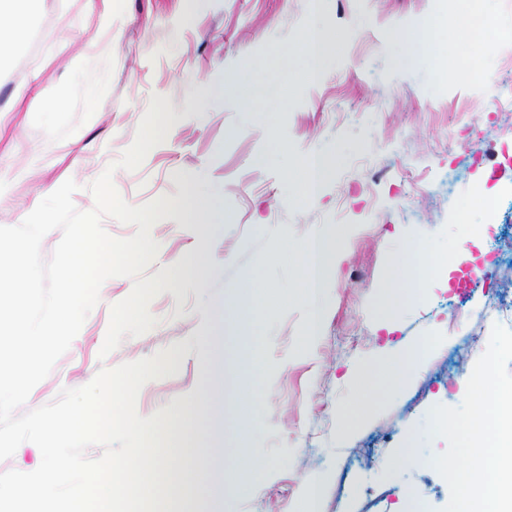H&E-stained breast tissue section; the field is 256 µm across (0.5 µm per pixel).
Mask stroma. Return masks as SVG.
Segmentation results:
<instances>
[{"mask_svg": "<svg viewBox=\"0 0 512 512\" xmlns=\"http://www.w3.org/2000/svg\"><path fill=\"white\" fill-rule=\"evenodd\" d=\"M463 0H43L24 35L0 54V226H16L50 188L74 180L77 209L88 189L135 140L152 95L173 116L165 140L141 166L113 183L130 205L182 200L186 174L219 221L208 240L181 213L155 223V275L206 248L218 265L204 286L174 283L149 310L157 325L125 337L101 356L111 306L133 282L113 277L68 351L31 391L24 408L90 383L100 369L174 353L165 377L146 382L136 411L148 417L188 406L223 380L224 418L202 416L174 445L209 454L210 471L186 469L171 491L173 512L210 505L223 483L227 512H295L317 489L318 512H443L450 489L434 462L447 449L435 407L459 406L493 326L512 330V109L472 79L456 37ZM485 35L500 51L480 65L512 83V0H480ZM322 23L335 34L319 68L302 76L295 49ZM408 24L425 43L401 46L390 32ZM459 67L446 76L448 56ZM208 95H201L202 87ZM55 109H47L46 101ZM320 158L318 191L299 203L286 178L296 159ZM467 198L470 223H456L454 197ZM353 227L339 239L335 228ZM333 240L338 268L316 298L299 295L293 269L272 264L282 245L306 250ZM423 253L448 257V286L415 278ZM401 265L400 278H388ZM287 292L262 313L238 307L223 323L208 315L249 278ZM406 344L426 336L442 345L416 378L395 391L360 393L352 381L385 342L377 326L386 301ZM319 335L307 341L312 309ZM463 310L454 319L452 311ZM223 334V373L207 368L201 336ZM246 436L248 447L237 445ZM261 462L249 492L236 493L243 461Z\"/></svg>", "mask_w": 512, "mask_h": 512, "instance_id": "stroma-1", "label": "stroma"}]
</instances>
